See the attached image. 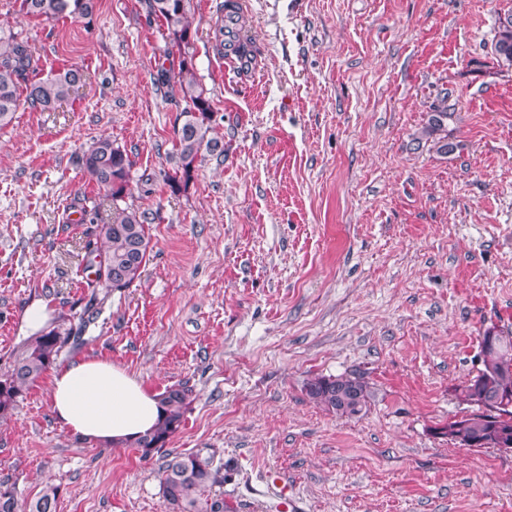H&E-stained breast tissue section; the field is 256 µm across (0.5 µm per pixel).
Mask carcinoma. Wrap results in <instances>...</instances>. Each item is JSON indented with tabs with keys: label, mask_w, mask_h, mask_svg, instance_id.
<instances>
[{
	"label": "carcinoma",
	"mask_w": 512,
	"mask_h": 512,
	"mask_svg": "<svg viewBox=\"0 0 512 512\" xmlns=\"http://www.w3.org/2000/svg\"><path fill=\"white\" fill-rule=\"evenodd\" d=\"M19 13L30 18H90L98 0H15ZM146 13L166 26L168 36L181 48L177 73L158 69V88L176 91L185 102L183 120L175 129V152L170 157L172 173L165 176L176 192L188 188L202 153L221 158L224 141L211 135V103L198 81L190 34L194 20L193 0H144ZM497 62L512 67V12L498 18L491 45ZM79 67H64L42 73L40 55L28 40L14 34L0 36V128L8 126L22 104L37 112H51L69 101L86 81ZM448 90H441L427 113L423 133L434 138L436 150L453 151L448 142ZM76 165L98 189L112 200L122 198L129 180L132 160L124 149L109 138H101L76 157ZM147 214L137 209L119 208L107 221L97 224L84 244L89 257L99 259V268L91 282L92 291L80 314V326L45 328L27 338L15 353L7 371L0 375V419L14 410L19 398L53 365L67 344H81V331L104 297L129 287L141 276L150 240L146 234ZM498 345L480 347L481 368L458 388L459 398L472 407L459 427H440L448 442L468 448H497L512 444V367L505 352H512V336L496 334ZM308 398L339 417L362 414L372 398V390L363 377L352 375L316 376L304 384ZM492 394L506 407L497 412L485 408L483 397ZM191 389L173 385L160 394L164 416L150 434L129 441L145 456L163 448L182 426L190 404ZM158 478L164 500V512H227L224 494L215 487L224 485V467L213 465L210 457L197 454L170 456L159 469ZM60 486L47 483L37 495L19 506L13 485L0 479V512H58Z\"/></svg>",
	"instance_id": "1"
}]
</instances>
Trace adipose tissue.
Returning a JSON list of instances; mask_svg holds the SVG:
<instances>
[{"label":"adipose tissue","instance_id":"adipose-tissue-1","mask_svg":"<svg viewBox=\"0 0 512 512\" xmlns=\"http://www.w3.org/2000/svg\"><path fill=\"white\" fill-rule=\"evenodd\" d=\"M55 419L82 441L112 445L152 430L162 415L158 396L124 369L101 359H76L52 376Z\"/></svg>","mask_w":512,"mask_h":512}]
</instances>
